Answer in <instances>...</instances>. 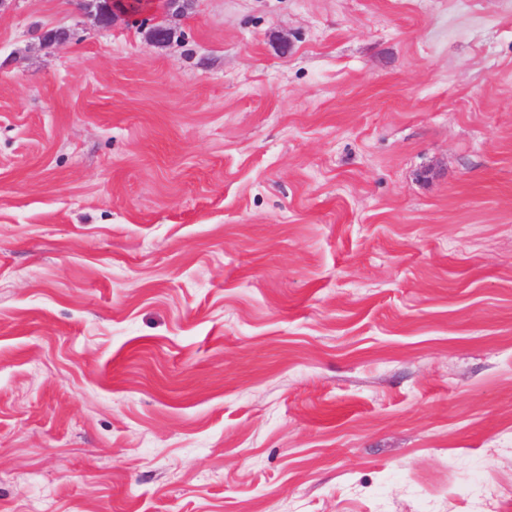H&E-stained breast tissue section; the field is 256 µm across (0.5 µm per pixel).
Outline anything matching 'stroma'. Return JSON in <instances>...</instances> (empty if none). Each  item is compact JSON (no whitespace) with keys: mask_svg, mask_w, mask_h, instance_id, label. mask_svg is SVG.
I'll return each instance as SVG.
<instances>
[{"mask_svg":"<svg viewBox=\"0 0 512 512\" xmlns=\"http://www.w3.org/2000/svg\"><path fill=\"white\" fill-rule=\"evenodd\" d=\"M78 2L0 15V512H512V0ZM124 1L128 5L121 2ZM138 0H84L82 2V10L92 18L94 24L98 27H109L117 18H126L134 9V3ZM192 0H168L167 16L168 19L153 25L149 31V37L156 43H167L176 33V27L172 25V20L182 17L188 10Z\"/></svg>","mask_w":512,"mask_h":512,"instance_id":"1","label":"stroma"}]
</instances>
